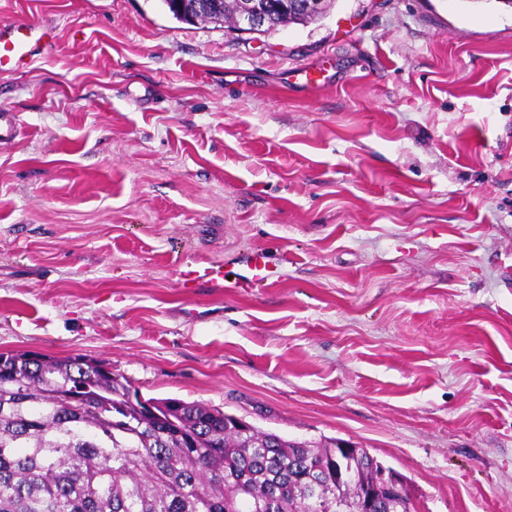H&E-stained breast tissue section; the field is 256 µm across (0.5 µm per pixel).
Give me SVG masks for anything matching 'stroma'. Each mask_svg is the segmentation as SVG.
Listing matches in <instances>:
<instances>
[{
  "label": "stroma",
  "instance_id": "1",
  "mask_svg": "<svg viewBox=\"0 0 512 512\" xmlns=\"http://www.w3.org/2000/svg\"><path fill=\"white\" fill-rule=\"evenodd\" d=\"M0 22L55 30L0 75V352L351 441L417 512H512V6L334 0L258 38L163 0ZM257 250L276 284L237 287ZM224 281V270L221 265H210L207 267H198L183 272L184 285L192 283L193 286L205 284L220 285Z\"/></svg>",
  "mask_w": 512,
  "mask_h": 512
}]
</instances>
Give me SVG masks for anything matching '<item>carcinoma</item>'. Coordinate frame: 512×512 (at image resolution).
I'll return each instance as SVG.
<instances>
[{
    "label": "carcinoma",
    "mask_w": 512,
    "mask_h": 512,
    "mask_svg": "<svg viewBox=\"0 0 512 512\" xmlns=\"http://www.w3.org/2000/svg\"><path fill=\"white\" fill-rule=\"evenodd\" d=\"M274 7L261 34L321 18ZM247 0H221L208 21L232 28ZM128 381L81 356L0 352V512H320L373 479L364 448L336 483V439L315 445L254 426L204 403L127 399ZM375 512H414L409 496Z\"/></svg>",
    "instance_id": "obj_1"
}]
</instances>
